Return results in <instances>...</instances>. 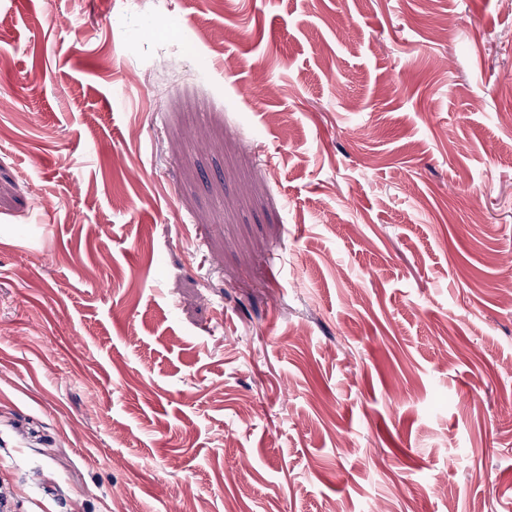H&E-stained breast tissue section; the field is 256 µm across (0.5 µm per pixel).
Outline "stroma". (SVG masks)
Segmentation results:
<instances>
[{"mask_svg": "<svg viewBox=\"0 0 512 512\" xmlns=\"http://www.w3.org/2000/svg\"><path fill=\"white\" fill-rule=\"evenodd\" d=\"M504 0H0L17 512H512Z\"/></svg>", "mask_w": 512, "mask_h": 512, "instance_id": "35a3bbf8", "label": "stroma"}]
</instances>
